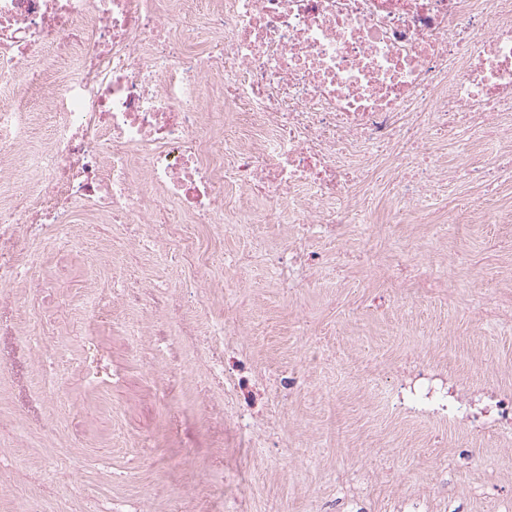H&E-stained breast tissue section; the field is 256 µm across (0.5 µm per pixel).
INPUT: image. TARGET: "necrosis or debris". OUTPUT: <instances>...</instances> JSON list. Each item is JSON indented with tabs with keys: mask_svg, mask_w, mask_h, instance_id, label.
I'll use <instances>...</instances> for the list:
<instances>
[{
	"mask_svg": "<svg viewBox=\"0 0 512 512\" xmlns=\"http://www.w3.org/2000/svg\"><path fill=\"white\" fill-rule=\"evenodd\" d=\"M511 112L512 0H0V285L34 278L17 235L74 224H151L162 253L172 212L332 232L371 223L384 182L393 223L422 222L436 184L512 158Z\"/></svg>",
	"mask_w": 512,
	"mask_h": 512,
	"instance_id": "4bbe7bcc",
	"label": "necrosis or debris"
}]
</instances>
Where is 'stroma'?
<instances>
[{
	"label": "stroma",
	"instance_id": "1",
	"mask_svg": "<svg viewBox=\"0 0 512 512\" xmlns=\"http://www.w3.org/2000/svg\"><path fill=\"white\" fill-rule=\"evenodd\" d=\"M397 199L372 201L369 229L309 236L320 257L305 281L280 287L272 253L285 229L258 224L228 233L220 224H180L162 257L142 241L147 227L77 225L43 244L40 273L25 296L0 286V512L27 502L52 512H153L179 502L226 512L224 474L241 463L249 512H512V431L464 428L445 417L407 418L377 408L367 379L386 388L423 387L439 364L450 385L473 397L512 390V175L488 184L457 180L432 196L423 224H395ZM460 222L447 223L449 208ZM134 249L113 257L109 276L132 278L155 323L170 324L173 299L229 318L228 345L183 346L175 364L145 358L130 336L136 311L106 309L89 324H61L58 289L83 285L111 236ZM215 243L237 261L241 284L193 285L182 237ZM446 278L444 288L414 282ZM112 350L119 377L90 396L81 386L83 339ZM65 356L57 388L39 363ZM223 377L209 374L210 358ZM240 385L237 407L260 425V448L241 453L216 402ZM171 389L170 402L153 396Z\"/></svg>",
	"mask_w": 512,
	"mask_h": 512
}]
</instances>
